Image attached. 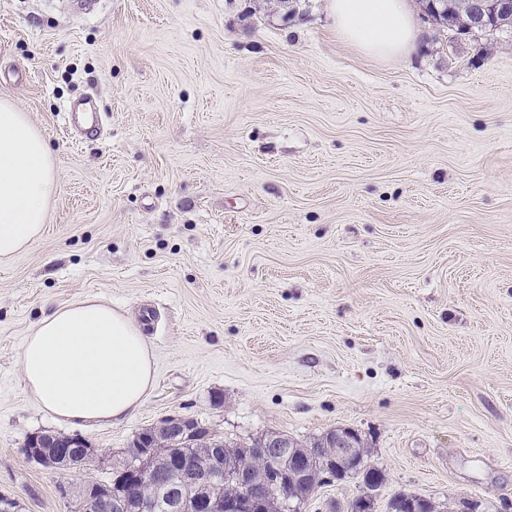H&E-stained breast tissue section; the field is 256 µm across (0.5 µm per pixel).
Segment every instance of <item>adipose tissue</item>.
<instances>
[{
  "label": "adipose tissue",
  "mask_w": 512,
  "mask_h": 512,
  "mask_svg": "<svg viewBox=\"0 0 512 512\" xmlns=\"http://www.w3.org/2000/svg\"><path fill=\"white\" fill-rule=\"evenodd\" d=\"M338 40L366 56L410 53L419 31L409 0H328ZM59 183L47 141L27 113L0 100V263L38 238ZM26 390L59 422L88 427L134 413L154 381L140 326L95 298L41 318L20 352Z\"/></svg>",
  "instance_id": "ef3b65f1"
}]
</instances>
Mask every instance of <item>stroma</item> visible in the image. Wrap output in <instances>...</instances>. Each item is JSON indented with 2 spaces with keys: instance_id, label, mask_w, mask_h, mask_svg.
Segmentation results:
<instances>
[{
  "instance_id": "stroma-1",
  "label": "stroma",
  "mask_w": 512,
  "mask_h": 512,
  "mask_svg": "<svg viewBox=\"0 0 512 512\" xmlns=\"http://www.w3.org/2000/svg\"><path fill=\"white\" fill-rule=\"evenodd\" d=\"M415 19V51L379 60L327 0H0V99L59 173L43 233L0 263V494L21 512H73L177 415L238 442L354 429L385 475L374 512H512V32ZM88 95L102 132L79 138L63 108ZM86 297L140 321L155 380L82 430L100 459L52 470L27 437L73 429L19 352Z\"/></svg>"
}]
</instances>
